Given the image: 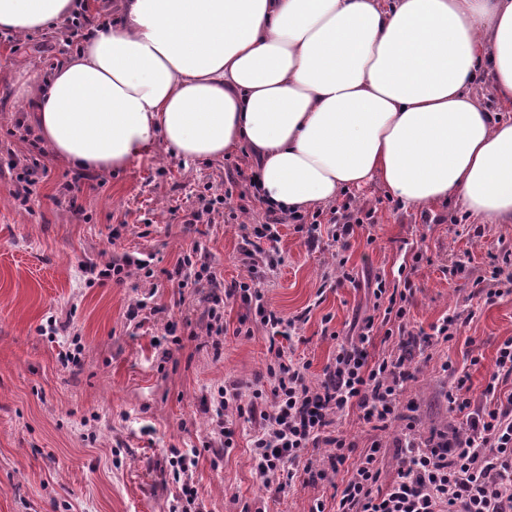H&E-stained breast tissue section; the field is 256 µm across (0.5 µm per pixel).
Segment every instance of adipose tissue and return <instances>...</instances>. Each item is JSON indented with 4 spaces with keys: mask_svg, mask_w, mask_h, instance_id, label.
<instances>
[{
    "mask_svg": "<svg viewBox=\"0 0 512 512\" xmlns=\"http://www.w3.org/2000/svg\"><path fill=\"white\" fill-rule=\"evenodd\" d=\"M80 0H0V29L57 26ZM512 0H112V24L22 94L76 172L163 143L184 164L241 146L265 204L305 213L380 184L512 224Z\"/></svg>",
    "mask_w": 512,
    "mask_h": 512,
    "instance_id": "ef3b65f1",
    "label": "adipose tissue"
}]
</instances>
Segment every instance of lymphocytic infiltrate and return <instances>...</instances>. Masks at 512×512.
Wrapping results in <instances>:
<instances>
[{"instance_id": "obj_1", "label": "lymphocytic infiltrate", "mask_w": 512, "mask_h": 512, "mask_svg": "<svg viewBox=\"0 0 512 512\" xmlns=\"http://www.w3.org/2000/svg\"><path fill=\"white\" fill-rule=\"evenodd\" d=\"M238 183L232 177L222 194H199L197 207L185 216L186 223H211L217 212L226 221L237 220L230 203ZM264 214V223L243 228L242 239L245 246L269 257L277 252L284 221L296 224L308 245L326 238L341 249L347 248L356 227L374 221L372 212L348 201L326 215L319 211L286 214L269 208ZM165 275L183 288L212 286L204 320L214 356L223 354L228 333L224 306L231 300L252 311L270 338L266 374L255 382L251 399L243 400L240 382L228 381L211 392L206 405L218 447H232L234 420L251 423V465L267 493L277 496L299 482L318 483L351 460L355 466L336 488L334 512H512V392L500 390L512 380V338L497 349L496 370L486 383L481 407L472 405L467 375H454L448 406L463 414L461 427L423 439L415 420L404 424L396 440L401 463L384 484L379 468L381 442L358 448L348 440L339 420L354 407L371 430L388 429L400 417V397L412 378L410 348L422 352L454 341L462 326L459 314H446L431 332L412 330L407 319L411 286L393 285L385 276L374 275L369 280L374 296L371 314L354 324V338L339 345L322 381L313 386L307 380V363L286 356L278 344L279 339L292 338L303 315L288 318L268 306L251 278L217 288L210 253L198 242ZM380 333L396 338L397 348L390 355L369 358L365 346ZM322 447L330 451L327 460L309 456V449ZM198 455L195 449H171L168 471L180 493L169 512H192L197 492L188 477Z\"/></svg>"}]
</instances>
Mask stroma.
Wrapping results in <instances>:
<instances>
[{
	"instance_id": "stroma-1",
	"label": "stroma",
	"mask_w": 512,
	"mask_h": 512,
	"mask_svg": "<svg viewBox=\"0 0 512 512\" xmlns=\"http://www.w3.org/2000/svg\"><path fill=\"white\" fill-rule=\"evenodd\" d=\"M76 42H55L52 32L15 34L0 44V512H168L177 488L164 470L171 449H199L191 473L202 512H310L315 500L332 504L339 475L315 485H296L269 498L250 462L251 424L235 427L234 446L222 460L205 452L213 438L204 411L211 390L228 380L252 384L266 371L268 338L261 325L252 337L235 336L246 310L228 301L229 334L224 355L214 359L202 318L203 288H182L165 279L195 240L207 247L222 282L246 278L241 224H258L263 211L251 198L233 199L240 221L223 213L195 227L184 216L203 189L222 193L233 166L252 170L248 149L224 159L184 166L156 147L116 173H89L77 203L82 215L57 202L69 166L52 153L50 170L29 207L14 198L16 163L25 162L30 133L21 96V70L51 67ZM354 205L374 210V223L357 228L344 253L355 283L336 285L333 247L309 248L293 225L281 228L280 263L258 281L265 302L282 315L307 313L291 342L318 384L355 321L371 314L372 291L364 272L388 281L406 269L413 288L407 318L427 330L446 312L465 316L456 341L431 348L416 360L401 397L413 406L422 435L446 430L458 420L448 408L451 379L442 363L467 372L474 404L495 369L496 350L512 337V294L492 303L472 295L492 258L512 252V224H478L457 204L410 206L378 184L352 190ZM152 262L154 277L132 271L123 285L86 287L81 269L125 254ZM465 260L456 278L445 268ZM144 303L137 319L129 307ZM55 319L56 336L42 334ZM180 344H173V337ZM82 346L78 367L64 366L60 351ZM349 440L383 445L381 479L390 481L399 463V425L374 433L350 410L341 421Z\"/></svg>"
}]
</instances>
